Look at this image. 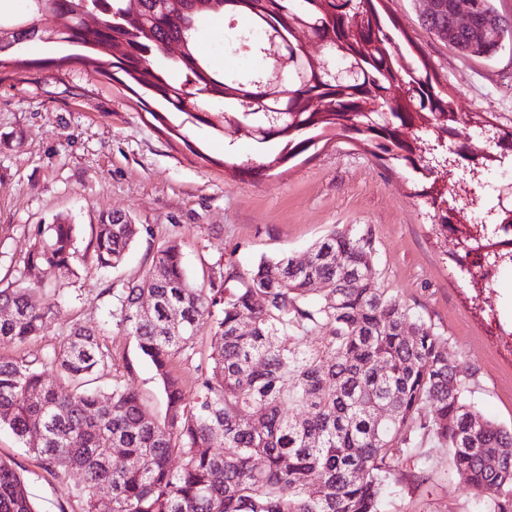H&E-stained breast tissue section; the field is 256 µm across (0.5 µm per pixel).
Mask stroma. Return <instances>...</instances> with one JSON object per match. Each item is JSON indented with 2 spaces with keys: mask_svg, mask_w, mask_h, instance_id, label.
<instances>
[{
  "mask_svg": "<svg viewBox=\"0 0 512 512\" xmlns=\"http://www.w3.org/2000/svg\"><path fill=\"white\" fill-rule=\"evenodd\" d=\"M463 115L487 113L512 127V48L493 62L460 57L421 24L419 0H381ZM244 20L212 16L201 28L214 69H265L258 56L228 48L231 28ZM262 153L232 129L216 132L185 122L183 114L155 120L138 95L93 66L7 68L0 71V282L19 277L39 226L56 218L79 229L87 245L100 216L123 213L141 229L123 265L97 268L81 258L76 278L46 329L24 346L0 344L2 356H34L59 346L73 323L101 326L112 306L107 289L139 278L159 247L177 241L197 287L213 271L244 275L263 257H305L330 230H371V276L411 315L448 340L451 357L467 369L466 387L488 419L512 427V267L493 272L476 288L450 266L456 240L433 229L409 172L373 157L362 143L337 136L262 176L245 167ZM101 342L112 367L97 381L137 391L157 416L166 403L154 372L133 340L114 328ZM435 476L401 492L404 512H475L472 494L438 449ZM0 460L24 479L36 512H80L68 487L9 430L0 429Z\"/></svg>",
  "mask_w": 512,
  "mask_h": 512,
  "instance_id": "35a3bbf8",
  "label": "stroma"
}]
</instances>
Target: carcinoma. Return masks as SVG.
I'll list each match as a JSON object with an SVG mask.
<instances>
[{
  "label": "carcinoma",
  "mask_w": 512,
  "mask_h": 512,
  "mask_svg": "<svg viewBox=\"0 0 512 512\" xmlns=\"http://www.w3.org/2000/svg\"><path fill=\"white\" fill-rule=\"evenodd\" d=\"M28 2V16L0 17V25L15 28L12 41L0 42V68L94 64L105 55L113 79L134 82L169 111L212 128L236 127L264 149L267 169L329 133L361 142L416 175L419 196L441 229L481 225V237L465 236V247L452 254L470 282L477 277L460 259L473 250L512 265V238L495 231L512 227V208L485 222L471 220L468 204L482 177L446 170L453 153L438 142L440 134L462 141L473 171L479 161L512 163V129L502 131L475 113L472 131L494 138V151L479 147L454 119L452 94L411 43H402L396 22L380 13V0H138L134 11L129 0H50L61 24L33 37L27 25L39 5ZM476 2L492 28L486 36L457 31L445 38L454 0H437L421 24L460 56L489 62L512 46V27H497L499 0ZM83 13L98 15L99 26L84 27ZM216 13L248 19L228 41L232 49L238 36L274 35L288 57L279 82L258 84L260 72L221 74L198 53V30ZM311 36L322 37L326 54L341 59L356 79L339 83L322 60L306 57L302 44ZM33 40L71 53L17 59L22 44ZM171 44L179 52L170 69L154 68L153 58ZM377 101L386 114L369 111ZM410 128L416 134L406 139L403 130ZM138 233L124 216L108 214L88 246L96 265L118 267ZM77 240L76 225L62 220L37 229L19 278L0 287V304L13 310L0 319V342L24 345L44 330L64 294L56 288L41 305L32 293L48 287L49 272L77 276ZM373 252L370 230L334 228L312 246L310 267L299 268L286 255L263 258L233 288L224 287L219 273L204 295L186 275L180 244L170 241L140 279L106 289L112 309L105 323L130 336L151 364L167 401L164 416L117 383L108 393L90 387L111 367L112 352L96 329L76 323L42 355L0 356V428L29 444L60 481L80 473L74 494L83 512H95L99 485L112 489V512H398L392 475L426 483L437 448L448 450L451 470L481 512H512V428L474 408L463 369L448 358V339L411 317L368 275ZM144 295L156 298L148 312L139 308ZM175 310L177 323L170 318ZM404 320L410 326L403 331ZM206 324L210 363L197 370L188 404L175 364L193 355ZM314 333L319 345L302 346ZM374 361L387 372L373 370ZM175 456L181 464L173 468ZM0 512H35L24 480L2 461Z\"/></svg>",
  "instance_id": "1"
}]
</instances>
